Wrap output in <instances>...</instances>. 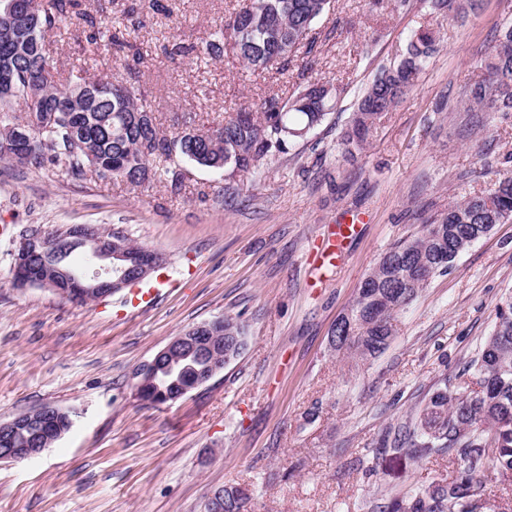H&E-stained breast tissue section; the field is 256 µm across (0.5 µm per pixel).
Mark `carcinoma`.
Listing matches in <instances>:
<instances>
[{
	"instance_id": "1",
	"label": "carcinoma",
	"mask_w": 512,
	"mask_h": 512,
	"mask_svg": "<svg viewBox=\"0 0 512 512\" xmlns=\"http://www.w3.org/2000/svg\"><path fill=\"white\" fill-rule=\"evenodd\" d=\"M75 0L33 3L39 12L36 32L14 39L0 37V74L14 77L12 94H0V158L12 159L15 137L43 120L44 112H17L27 94V77L45 80L43 99L56 119L41 126L43 147L30 151L19 166L50 168L65 179L110 178L132 187L144 184L164 168L171 187L180 189L183 176L172 167L175 158L198 167L222 170L227 178L260 172L285 153L290 144L319 126L331 108L332 92L322 83L307 80L283 99L267 97L251 106L226 111L224 121L205 130L186 129L173 137L163 134L146 110L137 89L123 83V94L100 97L92 109L74 98L71 85L58 78L45 48L46 33L55 28ZM330 0H246L213 34L206 54L217 56L232 43L236 55L254 70L277 65L286 70L297 63L296 52L306 46L299 76L315 65L314 25ZM107 18L98 21L97 33L88 36L120 51L123 40ZM431 29L415 32L397 65L381 70L351 113L341 145L351 153L370 143L387 112L402 101L414 85L424 62L438 50ZM484 78L474 84L463 105L467 121L483 124V115L512 111V26L480 60ZM512 220V172L501 174L491 188L448 204V209L413 234L393 244L363 279L353 307L333 330L336 349L361 357L374 356L389 344L391 320L409 305L437 275L452 268L456 258L486 236L493 225ZM225 349L245 350L242 327L224 317ZM201 367L188 362L181 373L161 371L158 383L171 387ZM470 380L456 385L443 379L423 406L402 425L390 444L415 461L446 455L464 462L449 478L415 483L390 498L380 512H496L494 501L482 494V478L493 474L512 477V296L498 309V322L478 355L466 363ZM493 444L495 453L484 448ZM248 490L224 488V512H242Z\"/></svg>"
}]
</instances>
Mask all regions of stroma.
<instances>
[{
	"label": "stroma",
	"mask_w": 512,
	"mask_h": 512,
	"mask_svg": "<svg viewBox=\"0 0 512 512\" xmlns=\"http://www.w3.org/2000/svg\"><path fill=\"white\" fill-rule=\"evenodd\" d=\"M242 2L79 0L46 41L61 79L130 82L171 136L221 122L228 107L292 93L296 69L254 71L229 47L221 59L205 55ZM383 2L372 13L366 0H331L312 71L337 90L329 115L233 192L223 173L193 165L175 193L162 175L133 188L0 161V421L45 404L74 418L39 456L0 462V512H204L225 485L249 489L248 512H379L411 483L459 468L382 451V438L440 379L462 381L491 334L512 296V222L431 280L393 320L382 353L358 360L335 350L331 330L394 242L512 169V112L475 129L462 123L481 53L512 25V0H478L453 21L430 0ZM135 3L145 24L128 29L125 52L83 42L93 21L121 18ZM340 20L352 28L339 35ZM426 27L438 31L439 50L350 158L340 136L357 99ZM174 40L193 54L166 53ZM348 213L365 221L342 263L314 282L307 254ZM69 224L119 228L166 254L170 286L141 310L127 305L125 288L81 305L12 285L23 231ZM224 316L247 337L239 358L176 402L135 397L139 367L188 327Z\"/></svg>",
	"instance_id": "obj_1"
}]
</instances>
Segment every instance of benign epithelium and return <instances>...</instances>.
<instances>
[{
  "instance_id": "7a95c632",
  "label": "benign epithelium",
  "mask_w": 512,
  "mask_h": 512,
  "mask_svg": "<svg viewBox=\"0 0 512 512\" xmlns=\"http://www.w3.org/2000/svg\"><path fill=\"white\" fill-rule=\"evenodd\" d=\"M0 10L8 19V26L23 28L26 25L24 13L15 6V0H0ZM70 242L94 256L95 263L91 273H78L62 265H48L38 273H33L28 252L31 247L40 248L43 254H53L64 242ZM12 281L18 286H27L36 279L43 287H55V280L64 278L73 288L68 295L72 302H83L94 292L103 291L110 295L128 286L131 280L141 281L165 264L163 254L144 249L137 254L129 252L122 235L115 234L107 238L90 232H82L74 225L58 226L51 235L36 237L22 235L14 251ZM214 319L204 325H196L174 337L154 358L137 374L134 386L136 398L147 404L175 402L189 392L210 381L224 370V338L217 335ZM189 357L207 360L206 368L194 381L179 390L158 388L155 378L159 371L175 372L181 363ZM29 413L14 416L6 422H0V443H8L18 426L25 423ZM41 448H0V461H24L38 456Z\"/></svg>"
}]
</instances>
